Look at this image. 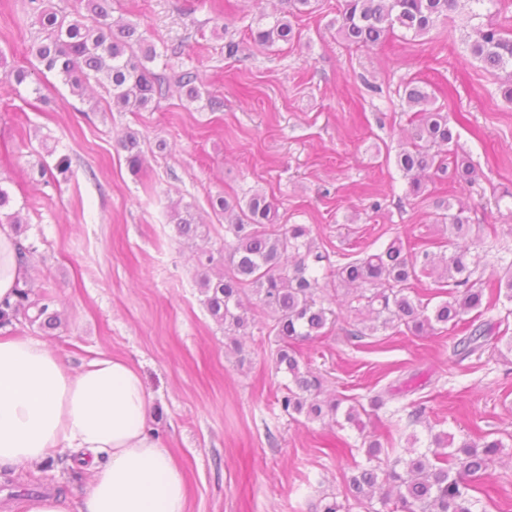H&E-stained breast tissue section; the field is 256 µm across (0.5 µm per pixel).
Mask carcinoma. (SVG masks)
Masks as SVG:
<instances>
[{
	"mask_svg": "<svg viewBox=\"0 0 512 512\" xmlns=\"http://www.w3.org/2000/svg\"><path fill=\"white\" fill-rule=\"evenodd\" d=\"M34 4L31 17L39 26L32 45L35 59L54 71L72 95L83 97L90 82L105 87L112 105L138 111L153 99L161 77L149 66L156 58L153 45L138 33L135 24L112 21L111 0H81L85 13L69 14ZM499 0H343L339 11L338 34L353 46L376 45L399 36L424 37L459 12L472 21L481 17L485 3ZM259 15L251 31L254 43L269 47L288 44L296 34L285 17H274L263 24ZM470 55L493 73H505L499 89L503 100L512 104V37L492 24L471 26L468 33ZM187 97L196 100L205 87V78L196 70H184L174 76ZM408 106L414 110L409 141L402 144L396 163L407 181V194L425 193L434 175L453 168L459 183H471L478 171L458 152V135L448 114L433 107V97L425 87L415 84L405 89ZM133 172L143 164L139 137L129 132L120 141ZM11 196L0 187V216L24 232L20 212H6ZM224 210V271L199 281L203 303L210 314L224 324V335L237 342L250 325L248 313L261 309L269 318V333L278 338L273 354L275 369L288 373V384L278 399L283 411L302 415L308 421L339 423L338 416L362 432L361 413L377 412L399 392L392 388L368 397V405L343 406L346 398L323 391V380L310 368L301 367L295 341H313L327 335L336 324V312L324 306L318 296L319 272L325 270L346 288L357 301L362 328L353 331L359 337L388 328L405 327L415 336H424L443 328L464 325L466 336L459 339L460 353L467 357L481 345L489 322L482 317L496 307L500 298L512 303V263L504 274L490 263V276L497 287L484 288L473 279L479 256L475 254L477 235L465 216L463 205L446 198L436 202L435 222L448 226V245L413 249L399 237L373 252L342 266H334L330 254L310 236L304 224L275 223L276 209L267 197L253 193L244 203L220 200ZM170 219L180 236L189 241L199 235L190 206L176 202L170 206ZM437 285V303L413 292L420 278ZM51 299L36 295L28 283L19 287L14 302L0 306V325L23 318L38 328L54 329L60 324L57 313L49 311ZM366 462L357 466L347 480L351 496L368 504L378 503L376 512H478L477 486L492 477L503 445L497 439L463 441L454 445V437L445 432L431 435L430 447L423 452L408 449V455L384 450L376 436L363 441Z\"/></svg>",
	"mask_w": 512,
	"mask_h": 512,
	"instance_id": "obj_1",
	"label": "carcinoma"
}]
</instances>
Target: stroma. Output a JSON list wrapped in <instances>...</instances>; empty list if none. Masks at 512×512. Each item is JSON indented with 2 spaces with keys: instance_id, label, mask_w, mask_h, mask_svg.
Masks as SVG:
<instances>
[{
  "instance_id": "35a3bbf8",
  "label": "stroma",
  "mask_w": 512,
  "mask_h": 512,
  "mask_svg": "<svg viewBox=\"0 0 512 512\" xmlns=\"http://www.w3.org/2000/svg\"><path fill=\"white\" fill-rule=\"evenodd\" d=\"M231 3L219 13L207 0H112L113 18L136 23L155 46L156 73L207 77L199 99L166 87L138 112L114 109L101 88L74 97L49 72L10 84L7 72L31 65L37 29L28 0L0 10V185L27 224L24 243L36 248L27 278L51 294L61 319L50 332L15 321L0 336L42 339L73 367L98 352L134 364L148 423L185 472L188 512H319L326 495L344 512H372L346 490L366 459L363 434L390 433L402 448L409 433L425 443L433 430L502 441V478L486 483L482 504L512 512L511 309L492 312L497 346L460 362L459 331L357 338L355 313L343 303L326 336L301 343L302 363L328 392L361 399L390 386L426 406L415 428L382 410L359 431L288 416L278 402L287 377L272 367L276 338L264 318L234 353L199 290L201 273L222 269L218 198L257 191L274 204L276 223L307 225L340 263L397 236L441 241L433 200L451 195L482 227V259L512 260V105L498 76L470 56L460 17L422 38L356 49L337 33V0H312L291 19L295 41L266 48L250 36L260 6ZM230 41L240 45L233 58ZM414 79L426 82L459 132V150L479 172L474 183L441 174L431 196H408L396 154L412 116L404 89ZM129 131L145 156L136 173L118 145ZM62 157L67 173L32 180L31 169H54ZM176 201L202 226L195 243L169 219ZM201 249L214 257L209 266L198 263ZM86 481L65 451L41 468L0 470V512L54 489L79 504Z\"/></svg>"
}]
</instances>
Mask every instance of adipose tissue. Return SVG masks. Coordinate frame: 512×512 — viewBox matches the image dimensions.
<instances>
[{"label":"adipose tissue","instance_id":"adipose-tissue-1","mask_svg":"<svg viewBox=\"0 0 512 512\" xmlns=\"http://www.w3.org/2000/svg\"><path fill=\"white\" fill-rule=\"evenodd\" d=\"M25 264L18 239L0 228V301L12 299ZM137 370L106 354L64 365L31 336H0V468L36 467L61 450L91 460L79 506L52 491L22 512H187L184 472L146 424Z\"/></svg>","mask_w":512,"mask_h":512}]
</instances>
